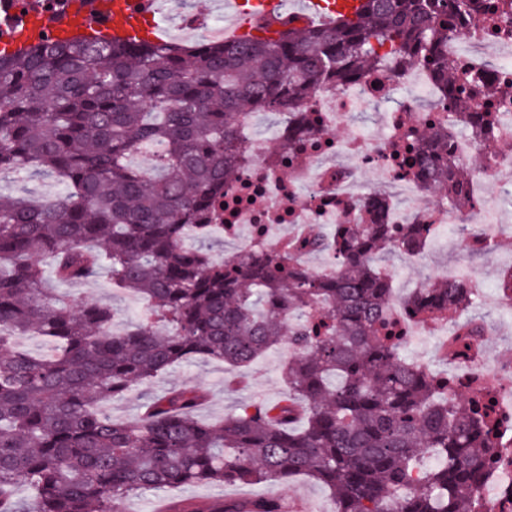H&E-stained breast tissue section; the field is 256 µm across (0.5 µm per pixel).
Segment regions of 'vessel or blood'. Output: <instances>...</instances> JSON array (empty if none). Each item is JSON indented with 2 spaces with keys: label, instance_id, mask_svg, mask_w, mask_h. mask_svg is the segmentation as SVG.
Returning <instances> with one entry per match:
<instances>
[{
  "label": "vessel or blood",
  "instance_id": "b4317fda",
  "mask_svg": "<svg viewBox=\"0 0 512 512\" xmlns=\"http://www.w3.org/2000/svg\"><path fill=\"white\" fill-rule=\"evenodd\" d=\"M360 0H224L233 21L224 40L235 43L266 25L275 35L272 20L287 15L306 22H329L337 12ZM160 0H0V50L18 52L39 38L117 37L159 41L162 30Z\"/></svg>",
  "mask_w": 512,
  "mask_h": 512
}]
</instances>
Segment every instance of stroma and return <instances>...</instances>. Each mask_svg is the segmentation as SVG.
<instances>
[{"label": "stroma", "mask_w": 512, "mask_h": 512, "mask_svg": "<svg viewBox=\"0 0 512 512\" xmlns=\"http://www.w3.org/2000/svg\"><path fill=\"white\" fill-rule=\"evenodd\" d=\"M169 17L165 23L173 39L185 43L192 37L183 28L184 17L200 12L209 22L224 24V12L217 0H169L165 6ZM65 187L55 176L34 174L0 175V191L19 197L53 198L62 194ZM470 231L469 225L451 224L447 227L444 242L432 244L417 257L408 258L397 253L383 255L379 263L393 274L392 285L396 296H404L424 279L465 265L477 273L483 285L482 294L469 315L482 319L488 330L485 349L489 357L512 355V311L497 302L498 259L484 256H466L459 249V242ZM59 295L79 302L112 304L117 310L113 328L122 332L134 324L145 308L144 300L115 287L105 275L82 283H60ZM288 360L287 345L269 350L249 367L232 370L223 362L196 359L171 366L158 377L135 385L123 397L108 402L107 413L117 421H135L141 405L150 395H161L184 385L204 390L208 399L199 407L196 416L204 422H218L232 414L239 405L251 402L275 403L288 392L283 369ZM277 493L286 500L306 499L314 512H326L332 500L328 489L312 480L298 477L277 488L265 483L252 484H188L176 490H153L131 496L126 501L127 512H153L157 503L168 498L176 499H242L256 498Z\"/></svg>", "instance_id": "obj_1"}]
</instances>
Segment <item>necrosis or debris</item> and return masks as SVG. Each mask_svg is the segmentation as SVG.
I'll use <instances>...</instances> for the list:
<instances>
[{
  "label": "necrosis or debris",
  "instance_id": "necrosis-or-debris-1",
  "mask_svg": "<svg viewBox=\"0 0 512 512\" xmlns=\"http://www.w3.org/2000/svg\"><path fill=\"white\" fill-rule=\"evenodd\" d=\"M481 46L512 49V15L465 16L448 33V58L459 74L503 90L489 108L494 120L488 137L467 132L488 110L483 104L460 112L456 93L434 86L427 63L404 70L394 58L349 85L318 90L303 109L304 122L278 120L277 149L248 137L235 162V177L224 183L222 227L225 241L232 245L224 253L225 263L235 262L242 250L275 256L291 246L305 261V243L315 231L370 224L377 218L435 231L448 224H469L473 230L462 242L463 252H489L494 231L488 190L512 184V62L484 65L475 54ZM407 83L433 92L428 107L402 103L387 113L386 133L378 139L353 126V116L366 103L393 99ZM414 147L441 166L465 165L471 156L482 155L483 165L463 184L457 207L429 196L422 177L403 164L402 151ZM368 170L380 174L381 185L362 184ZM448 349L457 367L448 380L451 394L463 402L483 389L495 396L499 437L506 446L500 462L488 472L494 489L484 498L490 512H502L501 503L512 501V361L486 365L482 337L461 331L453 334Z\"/></svg>",
  "mask_w": 512,
  "mask_h": 512
}]
</instances>
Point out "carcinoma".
<instances>
[{
  "label": "carcinoma",
  "instance_id": "obj_1",
  "mask_svg": "<svg viewBox=\"0 0 512 512\" xmlns=\"http://www.w3.org/2000/svg\"><path fill=\"white\" fill-rule=\"evenodd\" d=\"M473 11L472 0H361L354 16L322 26L287 18L276 39H43L0 51V172L66 185L50 200L0 192V512H24L20 483L34 492L31 512H123L143 491L298 475L330 490L334 512H486L478 489L497 459L492 405L451 397L442 374L406 361L383 328L392 288L375 260L420 251L422 225L395 240L390 224L347 225L326 276L289 253L217 262L207 234L224 215L245 115L299 112L390 52L430 59L440 84L457 85L448 28ZM148 143L163 148L155 174L127 164ZM418 161L432 192L457 195L469 178L464 165ZM190 229L195 248L182 244ZM101 274L148 302L122 336L112 306H76L49 288ZM405 302L425 318L474 305L464 275L430 279ZM25 333L54 353L17 350ZM285 336L289 391L274 405L246 403L204 424L194 411L207 395L188 385L148 398L135 422L100 411L176 363L245 366ZM171 512H286V502L269 494Z\"/></svg>",
  "mask_w": 512,
  "mask_h": 512
}]
</instances>
